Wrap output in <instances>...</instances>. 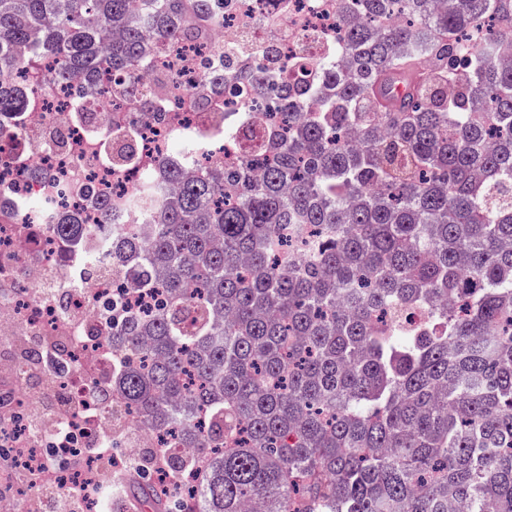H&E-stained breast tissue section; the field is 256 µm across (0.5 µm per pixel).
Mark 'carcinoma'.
<instances>
[{
    "instance_id": "obj_1",
    "label": "carcinoma",
    "mask_w": 512,
    "mask_h": 512,
    "mask_svg": "<svg viewBox=\"0 0 512 512\" xmlns=\"http://www.w3.org/2000/svg\"><path fill=\"white\" fill-rule=\"evenodd\" d=\"M215 0H0V121L45 78L97 68L124 101L146 54ZM309 79L256 67L271 118L209 175L186 145L148 176L115 268L152 311L112 317L104 381L158 446L125 471L142 512H512V0H340ZM91 232L66 212L56 248ZM161 461L168 485L145 469ZM193 472L196 483L182 484Z\"/></svg>"
}]
</instances>
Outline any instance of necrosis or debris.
<instances>
[{
    "instance_id": "1",
    "label": "necrosis or debris",
    "mask_w": 512,
    "mask_h": 512,
    "mask_svg": "<svg viewBox=\"0 0 512 512\" xmlns=\"http://www.w3.org/2000/svg\"><path fill=\"white\" fill-rule=\"evenodd\" d=\"M339 29L337 0H291L284 11L275 0H228L218 23L202 26L199 40H177L150 52L143 79L120 106L108 94L110 72H97L74 88L54 82L55 62L45 59L47 78L36 103L17 121L19 146L11 162L0 166V194L14 203L16 214L14 223H0V368L19 380L15 398L25 412L41 413V435L17 429L10 443L22 468L1 471L0 481L27 488L29 479L40 476L43 457H70L90 439L108 437L135 420L117 401L110 414L99 415L87 396L91 379L104 377L112 366L110 330L96 303L125 293L127 285L106 265L101 236H86L81 256L70 257L64 269L52 242L51 225L61 212L76 209L84 223H99L89 198L97 188L124 207L126 235L144 233L141 212L128 206L142 189L141 169L113 173L98 158L90 131L106 137L136 125L139 151L153 158L164 155L173 139L195 142L200 149L188 155V171H211L215 162L239 154L245 134L260 125L250 113L234 133L225 134V113L240 111L242 102L229 93L211 96V85L255 66L287 83L289 59L301 50L319 56L324 34ZM84 108L87 123L69 120V113ZM169 114L177 116V124L166 122ZM89 255L101 262L90 275L84 271ZM58 338L70 339L79 365L63 386L67 402L47 410L21 382L34 373L54 382L52 370L35 358L46 340Z\"/></svg>"
}]
</instances>
